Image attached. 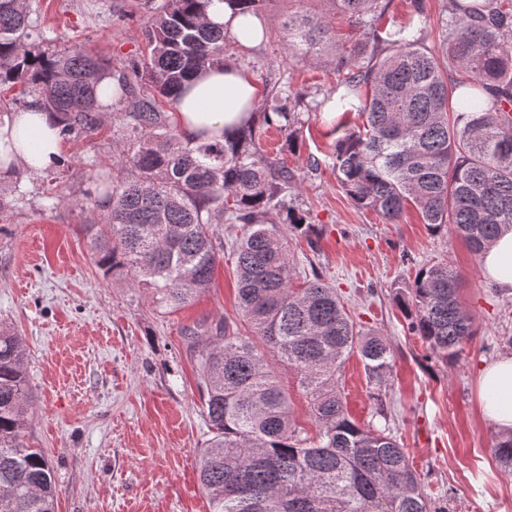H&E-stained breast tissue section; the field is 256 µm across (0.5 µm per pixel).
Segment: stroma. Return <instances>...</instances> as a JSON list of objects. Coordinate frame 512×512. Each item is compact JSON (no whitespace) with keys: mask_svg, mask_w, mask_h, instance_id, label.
<instances>
[{"mask_svg":"<svg viewBox=\"0 0 512 512\" xmlns=\"http://www.w3.org/2000/svg\"><path fill=\"white\" fill-rule=\"evenodd\" d=\"M153 0H26L46 33L29 50L54 53L76 41L112 61L120 73L145 55L144 26ZM264 41L228 46L268 104L299 115L295 137L269 128L261 147L294 174L287 205L266 214L292 238L300 272L315 267L346 299L354 320L385 336L392 348L386 404L390 424L426 490L450 512H512V475L491 450L494 430L479 407L482 363L507 354L512 296L488 287L462 239L432 232L415 207L398 223L356 208L336 181L332 98L336 51L301 58L288 47V22L321 16L348 40L357 27L333 0H263ZM116 96L98 134L63 144L64 165L42 173L16 167L0 179V330L22 336L28 353L31 415L27 443L53 467L57 512H210L199 460L210 434L197 388L190 329L216 327L236 315L232 256L221 259L208 291L168 313L129 278L97 266L84 225L100 223L94 172L119 173L129 144L120 131ZM304 215L315 240L291 230L287 209ZM462 275L461 297L477 334L451 369L427 359L410 334L396 288L412 285L427 263ZM349 414L368 423L372 387L358 354L343 367Z\"/></svg>","mask_w":512,"mask_h":512,"instance_id":"stroma-1","label":"stroma"}]
</instances>
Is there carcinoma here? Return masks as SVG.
Returning <instances> with one entry per match:
<instances>
[{
    "label": "carcinoma",
    "mask_w": 512,
    "mask_h": 512,
    "mask_svg": "<svg viewBox=\"0 0 512 512\" xmlns=\"http://www.w3.org/2000/svg\"><path fill=\"white\" fill-rule=\"evenodd\" d=\"M207 2L162 0L147 20L148 54L122 74L130 176L93 175L106 213L86 232L104 274L126 273L171 310L211 287L220 261L213 225L242 224L233 245L238 316L188 333L211 433L199 462L211 512H448L425 492L389 427L358 423L346 410V359L358 353L380 387L393 349L353 321L319 272L292 287L288 239L264 215L283 204L293 173L265 156L253 125L233 141L191 144L157 101L176 104L199 65L224 63V32L206 21ZM335 2L363 42L345 46L323 18L289 25L291 49L304 56L336 41L344 90L336 109L365 118L336 141L337 181L356 207L395 223L412 204L430 230L455 234L481 255L512 230V0H449L446 67L420 45L418 0L405 25L383 32L380 0ZM29 28L25 0H0V84L30 87L64 139L97 132L98 89L112 60L76 42L35 55L25 49ZM257 109L267 127L289 131L298 122L283 105ZM460 283L448 263L425 264L398 296L408 331L445 367L476 334ZM280 367L306 396L310 430L294 418ZM29 403L23 339L1 330L0 512H55L52 468L26 443ZM492 451L511 474L512 434L495 435Z\"/></svg>",
    "instance_id": "obj_1"
}]
</instances>
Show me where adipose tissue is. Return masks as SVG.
Returning a JSON list of instances; mask_svg holds the SVG:
<instances>
[{
  "label": "adipose tissue",
  "mask_w": 512,
  "mask_h": 512,
  "mask_svg": "<svg viewBox=\"0 0 512 512\" xmlns=\"http://www.w3.org/2000/svg\"><path fill=\"white\" fill-rule=\"evenodd\" d=\"M206 14L240 47L256 46L265 36L261 18L234 9L229 0H209ZM257 99L253 78L234 61L207 63L179 89L174 121L184 140L223 143L251 121ZM64 161L58 119L39 103L0 117V177L19 165L38 174ZM481 268L488 284L512 295V231L485 249ZM479 386L483 416L497 433L512 434V355L483 365Z\"/></svg>",
  "instance_id": "obj_1"
}]
</instances>
